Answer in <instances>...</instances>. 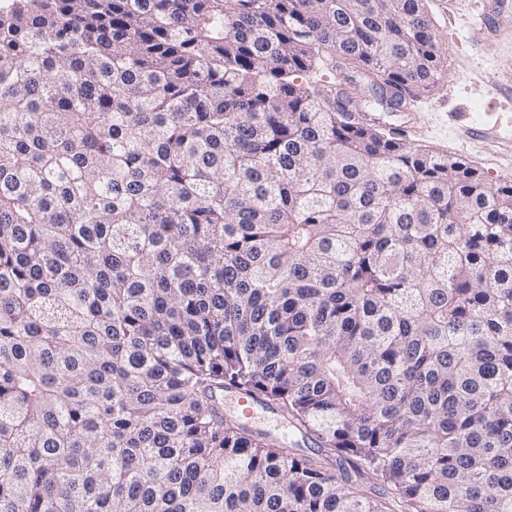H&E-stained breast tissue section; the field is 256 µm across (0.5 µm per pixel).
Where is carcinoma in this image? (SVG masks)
<instances>
[{"instance_id": "obj_1", "label": "carcinoma", "mask_w": 512, "mask_h": 512, "mask_svg": "<svg viewBox=\"0 0 512 512\" xmlns=\"http://www.w3.org/2000/svg\"><path fill=\"white\" fill-rule=\"evenodd\" d=\"M441 54L427 0H0V512H512V181L353 106Z\"/></svg>"}]
</instances>
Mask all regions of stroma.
Returning a JSON list of instances; mask_svg holds the SVG:
<instances>
[{
  "label": "stroma",
  "instance_id": "obj_1",
  "mask_svg": "<svg viewBox=\"0 0 512 512\" xmlns=\"http://www.w3.org/2000/svg\"><path fill=\"white\" fill-rule=\"evenodd\" d=\"M475 0H456L454 15H445L440 0L429 10L441 38L443 74L431 89L417 92V123L410 137L418 145L462 159L493 183L512 180V152L479 138L467 128L499 126L512 134V95L499 94L488 76L512 73V9L501 13L498 38L474 32Z\"/></svg>",
  "mask_w": 512,
  "mask_h": 512
}]
</instances>
